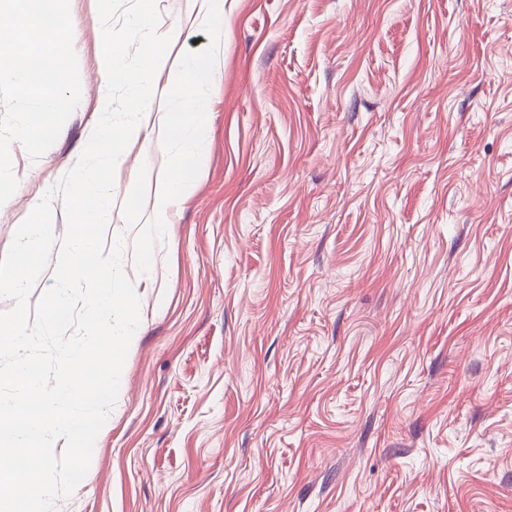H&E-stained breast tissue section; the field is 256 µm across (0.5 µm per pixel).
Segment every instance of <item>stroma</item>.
Instances as JSON below:
<instances>
[{
  "label": "stroma",
  "mask_w": 512,
  "mask_h": 512,
  "mask_svg": "<svg viewBox=\"0 0 512 512\" xmlns=\"http://www.w3.org/2000/svg\"><path fill=\"white\" fill-rule=\"evenodd\" d=\"M156 2L221 85L147 273L125 195L176 146L117 163L140 323L55 512H512V0ZM70 15L80 103L12 145L0 257L105 106L96 0Z\"/></svg>",
  "instance_id": "35a3bbf8"
}]
</instances>
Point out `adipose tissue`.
I'll list each match as a JSON object with an SVG mask.
<instances>
[{"label":"adipose tissue","mask_w":512,"mask_h":512,"mask_svg":"<svg viewBox=\"0 0 512 512\" xmlns=\"http://www.w3.org/2000/svg\"><path fill=\"white\" fill-rule=\"evenodd\" d=\"M151 23L150 12L144 10L130 27L132 37L148 42L149 55L145 66L128 76L134 88H150V95L137 100L128 126L113 130L111 137L97 135L89 142L90 149L111 159L119 156L125 141L132 137L154 135L161 140L173 137L179 140L176 160L156 182L154 219L140 229V263L146 271L152 267L153 235L167 231L169 209L194 187L201 169V145L205 139L203 106L171 110L167 104L174 99L188 98L200 84L214 87L219 84L214 68L203 58L181 57L167 61L163 41L154 37Z\"/></svg>","instance_id":"1"}]
</instances>
